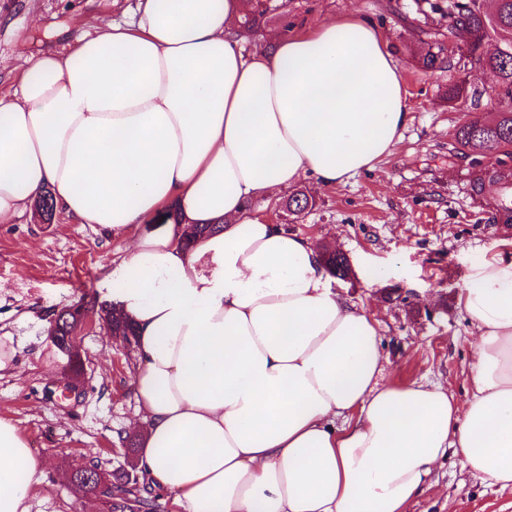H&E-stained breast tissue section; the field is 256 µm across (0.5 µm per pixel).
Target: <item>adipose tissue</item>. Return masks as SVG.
Here are the masks:
<instances>
[{
  "instance_id": "1",
  "label": "adipose tissue",
  "mask_w": 512,
  "mask_h": 512,
  "mask_svg": "<svg viewBox=\"0 0 512 512\" xmlns=\"http://www.w3.org/2000/svg\"><path fill=\"white\" fill-rule=\"evenodd\" d=\"M246 8L139 0L131 22L32 62L0 95V224L49 188L128 239L103 286L136 327L138 467L181 512H410L449 455L512 488V259L474 264L459 295L465 402L383 384L379 323L334 290L323 246L248 205L376 170L409 120L400 69L355 13L246 53ZM172 207L178 223L140 232ZM43 474L0 418V512H31Z\"/></svg>"
}]
</instances>
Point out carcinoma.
<instances>
[{"label":"carcinoma","instance_id":"obj_1","mask_svg":"<svg viewBox=\"0 0 512 512\" xmlns=\"http://www.w3.org/2000/svg\"><path fill=\"white\" fill-rule=\"evenodd\" d=\"M431 11H444L448 16L447 33L437 29L427 33L428 49L421 55V67L461 69L469 62L479 63L496 76V96L500 108L484 117L465 119L454 132V148L490 159L479 165L471 180L472 191L480 196L485 186H512V166L505 157L512 147V0H448L443 7L426 0ZM276 19L283 31L290 29L285 14L278 12L274 0H251V8L243 15L238 36L250 41L268 21ZM485 91L469 88L465 82L448 86V103L460 112H471ZM502 154L504 158L497 159ZM288 213L296 215L311 200L302 191L288 196ZM107 330L114 336H134L132 323L115 309L106 311ZM99 464L90 462L73 471L68 480L93 493L98 487L95 475ZM137 473L135 461L128 469L110 474V487L103 495L112 498V512H157L158 496L132 480Z\"/></svg>","mask_w":512,"mask_h":512}]
</instances>
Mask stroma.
Wrapping results in <instances>:
<instances>
[{
  "instance_id": "1",
  "label": "stroma",
  "mask_w": 512,
  "mask_h": 512,
  "mask_svg": "<svg viewBox=\"0 0 512 512\" xmlns=\"http://www.w3.org/2000/svg\"><path fill=\"white\" fill-rule=\"evenodd\" d=\"M298 27L349 13L371 18L396 59L411 106L410 121L395 153L374 171L347 183L299 190L316 204L291 219L271 200L263 208L272 222L313 242L332 236L348 261L337 292L375 310L389 363L385 381L425 378L464 398L473 329L457 303L473 263L512 256V232L491 223L498 189L474 196L470 173L477 158L453 150L463 113L448 104L451 82L486 85L481 66L455 73L418 66L426 30L437 15L423 0H287ZM137 0H0V94L13 93L23 59L73 50L72 28L81 21L93 35L105 23L129 20ZM126 247L64 213L43 224L26 216L0 226V343L17 350L14 375L0 377V417L10 420L34 456L44 460V483L33 494L32 512H97L79 501L65 482L91 459L104 472L124 461L122 439L135 417L133 346L101 325L77 339L85 369L83 384L62 398L64 361L50 341L54 317L65 307L108 295L102 281ZM392 267L390 279L369 285L365 264ZM411 512H512V491L488 485L460 465L438 466L433 485Z\"/></svg>"
}]
</instances>
